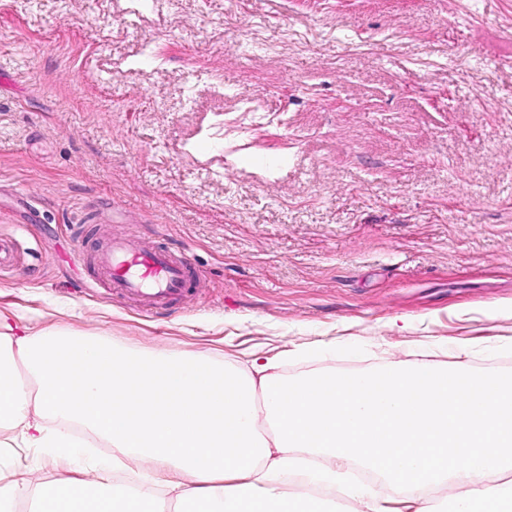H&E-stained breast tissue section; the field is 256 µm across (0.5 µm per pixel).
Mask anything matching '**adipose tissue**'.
Masks as SVG:
<instances>
[{
    "label": "adipose tissue",
    "instance_id": "adipose-tissue-1",
    "mask_svg": "<svg viewBox=\"0 0 512 512\" xmlns=\"http://www.w3.org/2000/svg\"><path fill=\"white\" fill-rule=\"evenodd\" d=\"M18 351L38 390L0 377V422L28 447L77 460L88 453L64 432L80 423L124 454L145 453L190 476L200 512H325L311 485L342 487L365 512H399L430 486L461 483L452 512H512V486L484 477L512 469V379L470 368L468 344L454 366L411 362L351 373L283 379L274 361L250 369L196 358L118 349L104 339L13 337L0 332V354ZM82 356L80 389L56 373ZM311 457L327 458L322 469ZM385 479L396 497L349 483L351 465ZM155 482L137 492L110 486L83 491L50 484L44 512H151Z\"/></svg>",
    "mask_w": 512,
    "mask_h": 512
}]
</instances>
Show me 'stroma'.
<instances>
[{"mask_svg":"<svg viewBox=\"0 0 512 512\" xmlns=\"http://www.w3.org/2000/svg\"><path fill=\"white\" fill-rule=\"evenodd\" d=\"M267 94L242 111L250 84ZM120 213L203 288L150 317L80 284ZM0 272L14 335L109 338L286 379L424 361L512 374V0H0ZM0 447L52 481H192L150 457Z\"/></svg>","mask_w":512,"mask_h":512,"instance_id":"obj_1","label":"stroma"}]
</instances>
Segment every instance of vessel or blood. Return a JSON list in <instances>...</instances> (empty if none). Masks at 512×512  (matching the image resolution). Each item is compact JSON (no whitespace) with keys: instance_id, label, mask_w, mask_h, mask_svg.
<instances>
[{"instance_id":"1","label":"vessel or blood","mask_w":512,"mask_h":512,"mask_svg":"<svg viewBox=\"0 0 512 512\" xmlns=\"http://www.w3.org/2000/svg\"><path fill=\"white\" fill-rule=\"evenodd\" d=\"M80 256L88 260L89 289H105L114 300L160 314L200 292L202 277L188 251L152 239L98 230Z\"/></svg>"}]
</instances>
